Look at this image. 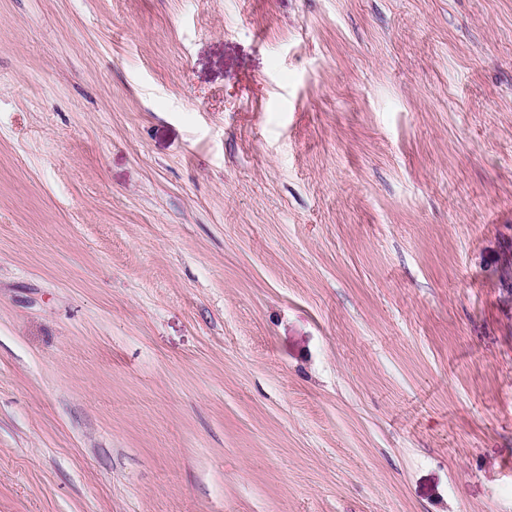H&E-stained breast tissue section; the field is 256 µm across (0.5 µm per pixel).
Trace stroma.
Instances as JSON below:
<instances>
[{
    "label": "stroma",
    "instance_id": "stroma-1",
    "mask_svg": "<svg viewBox=\"0 0 512 512\" xmlns=\"http://www.w3.org/2000/svg\"><path fill=\"white\" fill-rule=\"evenodd\" d=\"M0 512H512V0H0Z\"/></svg>",
    "mask_w": 512,
    "mask_h": 512
}]
</instances>
